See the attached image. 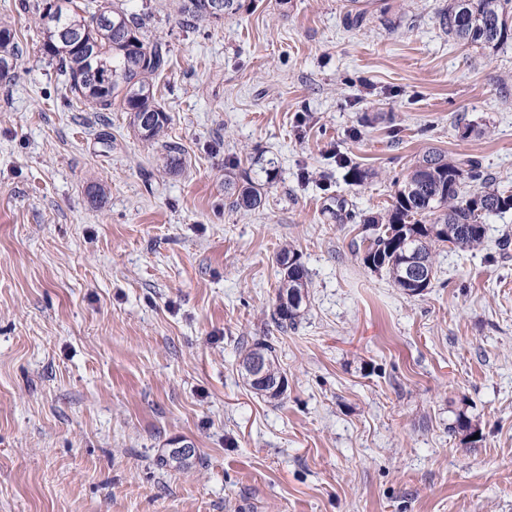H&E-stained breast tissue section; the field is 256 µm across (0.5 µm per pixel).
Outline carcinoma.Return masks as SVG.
<instances>
[{"label": "carcinoma", "mask_w": 512, "mask_h": 512, "mask_svg": "<svg viewBox=\"0 0 512 512\" xmlns=\"http://www.w3.org/2000/svg\"><path fill=\"white\" fill-rule=\"evenodd\" d=\"M356 2L349 0L351 6L345 17V24L355 29L367 22V10L354 6ZM46 5L47 0H38L24 5V9H32L34 25L42 38V54L56 63L65 89L97 110L110 111L118 106L130 115V125L142 140H157L168 123L167 113L156 100L154 84L170 67L167 45L141 38L138 18L122 7L112 5L109 22L105 23L98 18L99 8L88 2L69 10L66 24L97 49L91 61L83 49L58 38L45 21ZM209 6L210 0H178L182 26L193 29L214 21ZM439 22L457 42L497 50L512 39V0H449L448 8L439 14ZM19 54L15 32L8 25H0V57L15 62ZM97 71L112 72V83L101 86ZM164 151L165 166L177 169L182 148L168 142ZM395 186L391 208L362 219V261L368 268L385 273L394 287L412 297L414 284L408 266L436 275L438 247L469 251L483 246L485 219L512 209V190L495 188L487 182L480 162L474 158L452 159L430 151ZM224 189L239 210H255L262 204L263 184L248 176L240 182L225 180ZM276 263L280 278L273 320L286 331L301 316L311 280L301 256L288 246L277 254ZM260 352L266 355L268 378L288 384L270 344L256 342L245 348L241 363ZM450 430L461 435L466 444L477 433L463 411L457 413Z\"/></svg>", "instance_id": "obj_1"}]
</instances>
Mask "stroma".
I'll list each match as a JSON object with an SVG mask.
<instances>
[{"instance_id":"stroma-1","label":"stroma","mask_w":512,"mask_h":512,"mask_svg":"<svg viewBox=\"0 0 512 512\" xmlns=\"http://www.w3.org/2000/svg\"><path fill=\"white\" fill-rule=\"evenodd\" d=\"M20 3L0 0L22 55L0 81V512H512V209L440 249L418 296L355 251L429 149L512 188V44L456 43L448 0H374L358 30L345 0H242L194 29L125 0L170 49L173 172L126 113L72 100ZM255 164L265 202L235 209L224 178ZM286 246L311 288L284 333ZM262 340L275 399L239 370ZM263 352L267 360V373L270 380H282L284 389L273 391L274 386L264 385L262 383L254 382L244 369V364L252 359L258 353ZM274 348L272 345L264 342H256L249 347H246L241 357L242 376L245 377L249 386L256 391L257 394L264 395L270 398H277L284 394L287 390L288 379L285 373L281 370L280 365L275 357Z\"/></svg>"}]
</instances>
